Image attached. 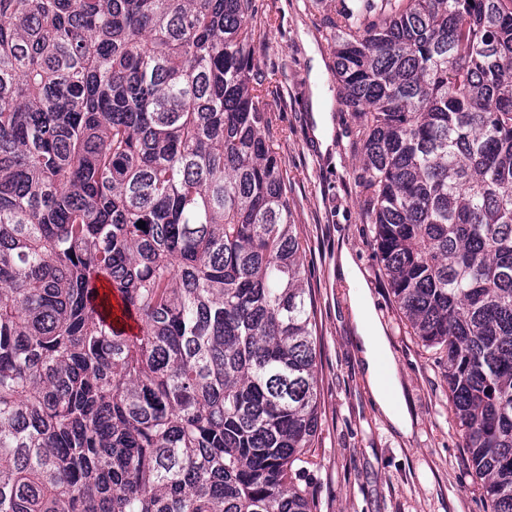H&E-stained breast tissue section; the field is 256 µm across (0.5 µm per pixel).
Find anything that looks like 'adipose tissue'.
<instances>
[{
    "label": "adipose tissue",
    "instance_id": "adipose-tissue-1",
    "mask_svg": "<svg viewBox=\"0 0 512 512\" xmlns=\"http://www.w3.org/2000/svg\"><path fill=\"white\" fill-rule=\"evenodd\" d=\"M339 263L349 287L357 346L361 351L371 395L394 429L402 434L408 433L410 421L396 384V364L389 351L370 288L349 251H341Z\"/></svg>",
    "mask_w": 512,
    "mask_h": 512
}]
</instances>
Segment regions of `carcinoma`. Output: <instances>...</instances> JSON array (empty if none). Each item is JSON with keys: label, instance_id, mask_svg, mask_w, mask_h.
Segmentation results:
<instances>
[{"label": "carcinoma", "instance_id": "carcinoma-1", "mask_svg": "<svg viewBox=\"0 0 512 512\" xmlns=\"http://www.w3.org/2000/svg\"><path fill=\"white\" fill-rule=\"evenodd\" d=\"M252 20L0 0V512H318L311 294ZM335 25L379 262L512 512V0H354Z\"/></svg>", "mask_w": 512, "mask_h": 512}]
</instances>
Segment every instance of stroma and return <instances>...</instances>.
Instances as JSON below:
<instances>
[{
    "label": "stroma",
    "mask_w": 512,
    "mask_h": 512,
    "mask_svg": "<svg viewBox=\"0 0 512 512\" xmlns=\"http://www.w3.org/2000/svg\"><path fill=\"white\" fill-rule=\"evenodd\" d=\"M254 63L272 74L262 107L273 121L288 201L303 244L320 359L319 441L308 489L321 512H491L456 426L443 350L426 348L398 309L363 214L355 127L339 102L333 23L342 0H254ZM324 67L314 71L312 61ZM320 87L333 124L320 151L310 110ZM350 250L371 287L399 371L411 432L383 417L365 381L348 286L336 260Z\"/></svg>",
    "instance_id": "1"
}]
</instances>
